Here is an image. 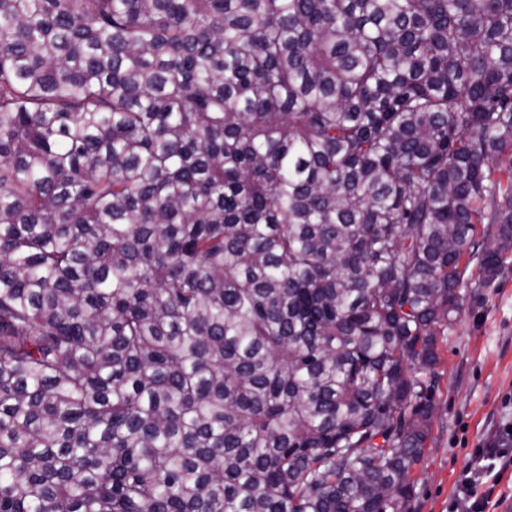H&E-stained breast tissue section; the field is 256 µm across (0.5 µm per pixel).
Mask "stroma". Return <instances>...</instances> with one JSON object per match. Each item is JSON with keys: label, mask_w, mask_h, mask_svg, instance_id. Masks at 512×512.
<instances>
[{"label": "stroma", "mask_w": 512, "mask_h": 512, "mask_svg": "<svg viewBox=\"0 0 512 512\" xmlns=\"http://www.w3.org/2000/svg\"><path fill=\"white\" fill-rule=\"evenodd\" d=\"M441 374L413 512H450L474 448L512 426V271L467 304L440 346Z\"/></svg>", "instance_id": "stroma-1"}]
</instances>
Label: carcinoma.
Returning <instances> with one entry per match:
<instances>
[{
	"label": "carcinoma",
	"mask_w": 512,
	"mask_h": 512,
	"mask_svg": "<svg viewBox=\"0 0 512 512\" xmlns=\"http://www.w3.org/2000/svg\"><path fill=\"white\" fill-rule=\"evenodd\" d=\"M512 267V0H0V512H410Z\"/></svg>",
	"instance_id": "1"
}]
</instances>
